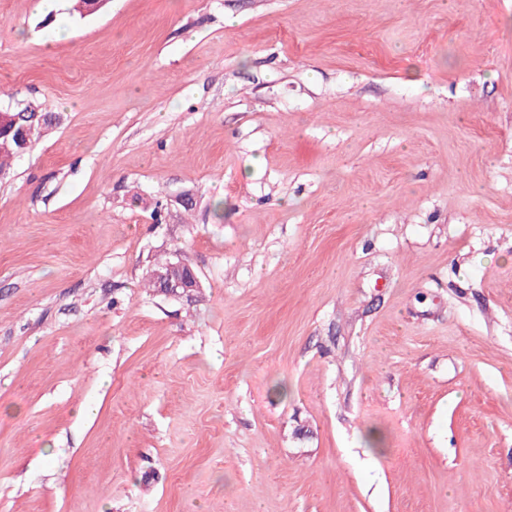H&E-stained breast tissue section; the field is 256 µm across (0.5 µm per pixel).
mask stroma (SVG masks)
<instances>
[{
  "instance_id": "obj_1",
  "label": "stroma",
  "mask_w": 512,
  "mask_h": 512,
  "mask_svg": "<svg viewBox=\"0 0 512 512\" xmlns=\"http://www.w3.org/2000/svg\"><path fill=\"white\" fill-rule=\"evenodd\" d=\"M70 7L0 0V512H512V0ZM10 112L15 114H19V116L11 115ZM30 112V113H23ZM46 116L44 113L39 112L38 116L35 112H31V109L27 106L18 111L11 110H0V140L4 138L5 144L8 142V137L11 136L14 141L19 143L22 146H25L28 141V133L27 126L22 125L20 127H16L19 118L20 124H26L30 129V140L29 144L26 148L21 149L18 146H13L12 150H2L0 149V172L3 175L7 171V163L11 159H16L26 152H28L42 137V130L44 129V125L47 123L46 119L43 117ZM42 119V124H41ZM21 151H24L23 154H20ZM187 264L180 261H171L164 271H154L151 278L150 274L147 278L148 288H157L158 291L166 295L178 297H190L193 292L200 288V282L191 268H185ZM156 282V284H155Z\"/></svg>"
}]
</instances>
